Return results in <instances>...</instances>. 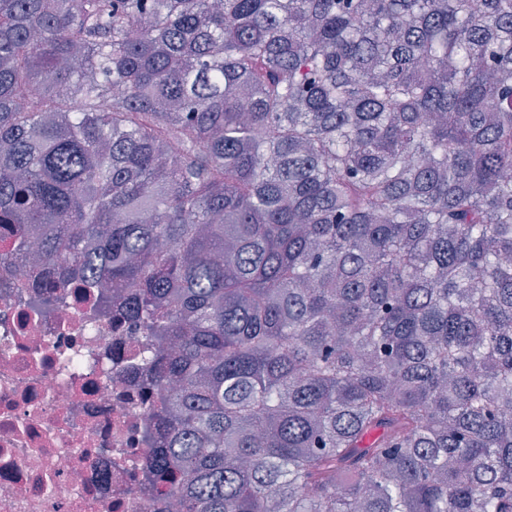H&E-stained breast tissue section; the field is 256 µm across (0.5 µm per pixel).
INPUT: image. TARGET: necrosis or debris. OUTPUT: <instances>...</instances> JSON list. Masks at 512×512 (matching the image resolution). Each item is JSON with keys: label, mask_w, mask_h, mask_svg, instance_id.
<instances>
[{"label": "necrosis or debris", "mask_w": 512, "mask_h": 512, "mask_svg": "<svg viewBox=\"0 0 512 512\" xmlns=\"http://www.w3.org/2000/svg\"><path fill=\"white\" fill-rule=\"evenodd\" d=\"M31 268L0 269V512H165L146 470L156 337L82 288L43 307Z\"/></svg>", "instance_id": "necrosis-or-debris-1"}]
</instances>
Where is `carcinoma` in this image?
<instances>
[{"label": "carcinoma", "instance_id": "1", "mask_svg": "<svg viewBox=\"0 0 512 512\" xmlns=\"http://www.w3.org/2000/svg\"><path fill=\"white\" fill-rule=\"evenodd\" d=\"M1 224L182 512H512V0H0Z\"/></svg>", "mask_w": 512, "mask_h": 512}]
</instances>
